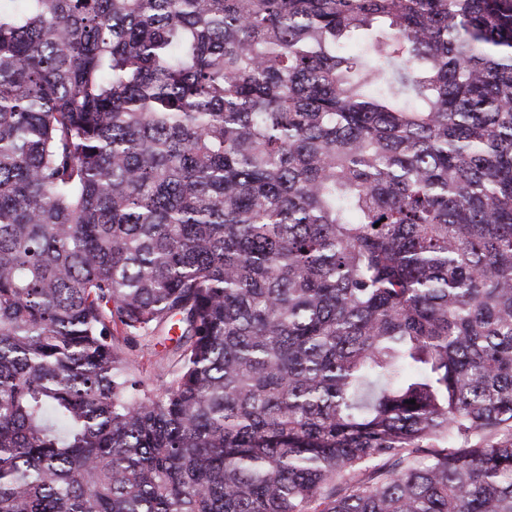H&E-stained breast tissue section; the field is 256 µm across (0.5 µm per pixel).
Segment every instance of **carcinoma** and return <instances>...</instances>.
<instances>
[{"instance_id": "cac0c4a2", "label": "carcinoma", "mask_w": 512, "mask_h": 512, "mask_svg": "<svg viewBox=\"0 0 512 512\" xmlns=\"http://www.w3.org/2000/svg\"><path fill=\"white\" fill-rule=\"evenodd\" d=\"M0 512H512V0H0Z\"/></svg>"}]
</instances>
